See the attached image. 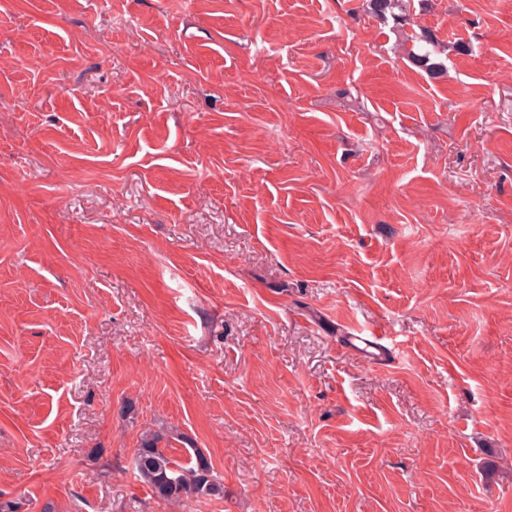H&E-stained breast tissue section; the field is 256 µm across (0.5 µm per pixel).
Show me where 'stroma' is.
Here are the masks:
<instances>
[{
  "label": "stroma",
  "mask_w": 512,
  "mask_h": 512,
  "mask_svg": "<svg viewBox=\"0 0 512 512\" xmlns=\"http://www.w3.org/2000/svg\"><path fill=\"white\" fill-rule=\"evenodd\" d=\"M408 9L441 77L366 0H0V502L512 512V0ZM410 43V48L407 44ZM434 46L433 38L424 32L418 36L416 33L406 34L403 40L405 57L413 65L424 68L430 75L442 74L445 66L441 61L432 59L433 51L427 46ZM174 436L153 433L141 439L134 454V473L158 500L176 503L195 496L206 498L222 492L214 469L200 448H182L179 458L169 452Z\"/></svg>",
  "instance_id": "obj_1"
}]
</instances>
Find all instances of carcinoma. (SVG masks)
I'll list each match as a JSON object with an SVG mask.
<instances>
[{
  "instance_id": "1",
  "label": "carcinoma",
  "mask_w": 512,
  "mask_h": 512,
  "mask_svg": "<svg viewBox=\"0 0 512 512\" xmlns=\"http://www.w3.org/2000/svg\"><path fill=\"white\" fill-rule=\"evenodd\" d=\"M372 12L383 18L390 16L396 21L406 17V0H369ZM403 44L406 59L413 65L424 68L431 75L444 72L445 66L432 59L434 44L430 34H407ZM172 437L153 433L141 439L134 454V473L137 479L146 484L151 494L158 500L176 503L184 498L195 496L206 498L222 492L219 479L214 469L199 448L190 446L183 449L178 458L169 453Z\"/></svg>"
}]
</instances>
